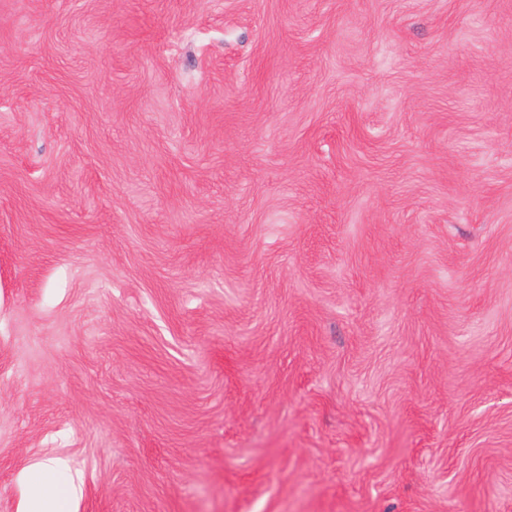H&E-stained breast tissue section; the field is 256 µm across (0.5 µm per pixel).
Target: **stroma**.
Wrapping results in <instances>:
<instances>
[{
    "instance_id": "stroma-1",
    "label": "stroma",
    "mask_w": 512,
    "mask_h": 512,
    "mask_svg": "<svg viewBox=\"0 0 512 512\" xmlns=\"http://www.w3.org/2000/svg\"><path fill=\"white\" fill-rule=\"evenodd\" d=\"M512 512V0H0V512ZM79 480L60 461L41 464L39 474L26 482L27 505L22 512H71L69 503L80 497Z\"/></svg>"
}]
</instances>
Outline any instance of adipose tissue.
Here are the masks:
<instances>
[{
  "label": "adipose tissue",
  "mask_w": 512,
  "mask_h": 512,
  "mask_svg": "<svg viewBox=\"0 0 512 512\" xmlns=\"http://www.w3.org/2000/svg\"><path fill=\"white\" fill-rule=\"evenodd\" d=\"M81 493L80 481L71 476L60 461L49 460L41 464L38 475L26 483L24 512H70L69 503Z\"/></svg>",
  "instance_id": "ef3b65f1"
}]
</instances>
